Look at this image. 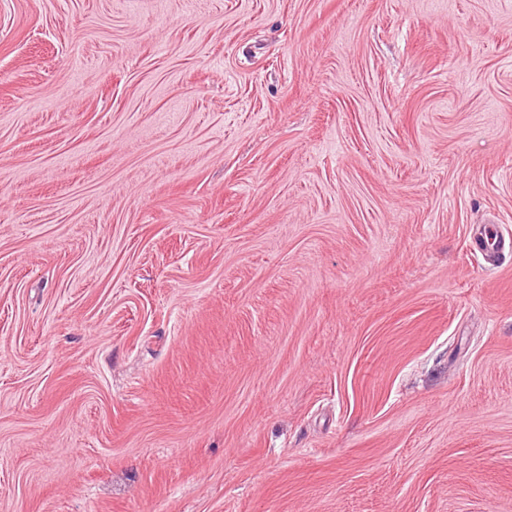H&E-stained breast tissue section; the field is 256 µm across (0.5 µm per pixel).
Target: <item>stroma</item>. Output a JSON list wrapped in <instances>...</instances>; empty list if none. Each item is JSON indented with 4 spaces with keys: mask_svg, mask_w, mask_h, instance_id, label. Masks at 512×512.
<instances>
[{
    "mask_svg": "<svg viewBox=\"0 0 512 512\" xmlns=\"http://www.w3.org/2000/svg\"><path fill=\"white\" fill-rule=\"evenodd\" d=\"M0 512H512V0H0Z\"/></svg>",
    "mask_w": 512,
    "mask_h": 512,
    "instance_id": "obj_1",
    "label": "stroma"
}]
</instances>
